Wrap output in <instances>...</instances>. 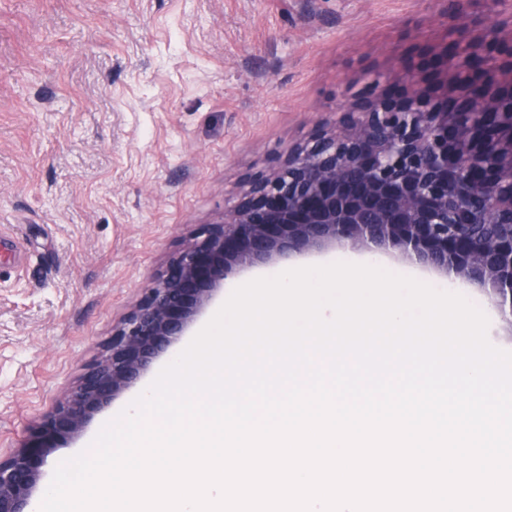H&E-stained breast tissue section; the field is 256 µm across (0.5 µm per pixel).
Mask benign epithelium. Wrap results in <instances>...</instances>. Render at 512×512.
<instances>
[{"label": "benign epithelium", "mask_w": 512, "mask_h": 512, "mask_svg": "<svg viewBox=\"0 0 512 512\" xmlns=\"http://www.w3.org/2000/svg\"><path fill=\"white\" fill-rule=\"evenodd\" d=\"M493 3L469 23L439 14L438 89L396 65L402 99L342 109L168 260L79 385L0 457V512H30L54 450L136 386L245 268L377 247L512 312V0Z\"/></svg>", "instance_id": "benign-epithelium-1"}]
</instances>
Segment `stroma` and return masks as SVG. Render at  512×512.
<instances>
[{
  "mask_svg": "<svg viewBox=\"0 0 512 512\" xmlns=\"http://www.w3.org/2000/svg\"><path fill=\"white\" fill-rule=\"evenodd\" d=\"M445 0H0V455L199 227L363 96L432 85Z\"/></svg>",
  "mask_w": 512,
  "mask_h": 512,
  "instance_id": "stroma-1",
  "label": "stroma"
}]
</instances>
